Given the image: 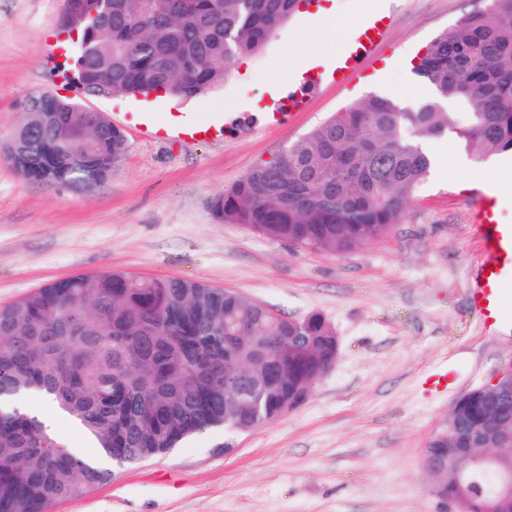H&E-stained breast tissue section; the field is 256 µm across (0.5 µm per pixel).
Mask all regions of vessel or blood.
Segmentation results:
<instances>
[{
	"label": "vessel or blood",
	"mask_w": 512,
	"mask_h": 512,
	"mask_svg": "<svg viewBox=\"0 0 512 512\" xmlns=\"http://www.w3.org/2000/svg\"><path fill=\"white\" fill-rule=\"evenodd\" d=\"M380 32V27H373L356 47L341 53L332 73L336 82H344L371 61ZM321 83V78L315 77L292 88L282 100L279 111L268 113V120L281 121L283 110L302 108ZM137 121L153 135H177L188 140L209 137L224 127V115L220 112L213 113L205 122L184 112H144L138 115ZM474 217L484 259L475 272L471 308L478 316L484 334L511 336L512 321L503 317L501 301L505 288L512 284V224L501 223L499 197L494 193L480 197Z\"/></svg>",
	"instance_id": "vessel-or-blood-1"
}]
</instances>
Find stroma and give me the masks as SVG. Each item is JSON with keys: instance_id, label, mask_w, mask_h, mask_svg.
<instances>
[{"instance_id": "35a3bbf8", "label": "stroma", "mask_w": 512, "mask_h": 512, "mask_svg": "<svg viewBox=\"0 0 512 512\" xmlns=\"http://www.w3.org/2000/svg\"><path fill=\"white\" fill-rule=\"evenodd\" d=\"M338 19L383 13L364 76L324 84L305 108L263 124L288 84L286 64L332 56L328 30L305 5L223 85L192 100L95 98L63 77L75 45L59 46L64 0H0V142L19 102L50 91L121 128L125 157L111 178L82 189L21 178L0 157V306L78 274L112 270L230 289L283 317L318 313L339 355L307 401L275 421L220 438L201 435L131 467L50 512H458L429 488L422 459L455 402L512 361V335L486 336L469 304L482 259L474 222V160L455 132L427 141L435 165L389 234L343 255L297 248L211 211L212 197L256 165L368 95L431 98L411 59L452 29L475 0H335ZM136 112H220L229 134L156 139ZM460 159L441 174L439 165ZM453 371L450 387L432 382Z\"/></svg>"}]
</instances>
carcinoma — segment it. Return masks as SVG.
<instances>
[{
  "label": "carcinoma",
  "instance_id": "carcinoma-1",
  "mask_svg": "<svg viewBox=\"0 0 512 512\" xmlns=\"http://www.w3.org/2000/svg\"><path fill=\"white\" fill-rule=\"evenodd\" d=\"M300 0H109L107 31L78 48L74 80L106 97L164 90L196 98L224 81L230 66L256 53ZM98 0H65L63 20ZM414 72L435 99L412 110L370 96L249 171L214 197L225 222L300 248L345 254L399 223L427 179L422 143L455 130L482 162L512 150V0H485L416 57ZM11 137L27 155L25 180L78 187L107 180L126 149L119 129L94 127L81 104L38 93ZM462 106L451 125L440 102ZM336 353V332L320 314L276 316L226 289L192 280L138 278L123 272L79 274L0 307V512H49L110 476L73 455L38 416L4 401L36 393L75 423L102 455L140 464L207 431L234 423L252 429L279 418L292 393L320 378ZM244 383L224 392V378ZM263 394L261 415L250 402ZM429 441L448 458V500L455 501V448L497 447L473 390ZM469 512H486L499 492L492 469L472 470Z\"/></svg>",
  "mask_w": 512,
  "mask_h": 512
}]
</instances>
